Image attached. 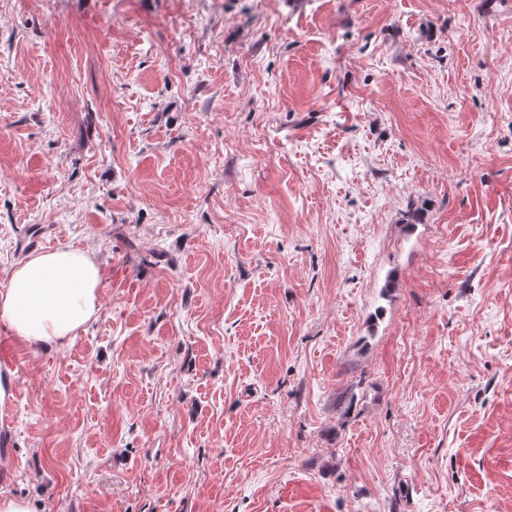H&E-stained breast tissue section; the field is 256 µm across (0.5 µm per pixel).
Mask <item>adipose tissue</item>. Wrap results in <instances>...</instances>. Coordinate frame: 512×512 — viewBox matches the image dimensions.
I'll list each match as a JSON object with an SVG mask.
<instances>
[{"instance_id": "adipose-tissue-1", "label": "adipose tissue", "mask_w": 512, "mask_h": 512, "mask_svg": "<svg viewBox=\"0 0 512 512\" xmlns=\"http://www.w3.org/2000/svg\"><path fill=\"white\" fill-rule=\"evenodd\" d=\"M101 272L75 249L29 256L0 290V321L30 344L53 345L96 319Z\"/></svg>"}]
</instances>
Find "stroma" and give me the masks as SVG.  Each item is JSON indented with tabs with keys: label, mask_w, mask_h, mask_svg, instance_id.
<instances>
[{
	"label": "stroma",
	"mask_w": 512,
	"mask_h": 512,
	"mask_svg": "<svg viewBox=\"0 0 512 512\" xmlns=\"http://www.w3.org/2000/svg\"><path fill=\"white\" fill-rule=\"evenodd\" d=\"M0 322L30 512H512V0H0ZM101 280L99 265L87 252L31 255L0 291V321L29 344L62 342L96 319Z\"/></svg>",
	"instance_id": "35a3bbf8"
}]
</instances>
